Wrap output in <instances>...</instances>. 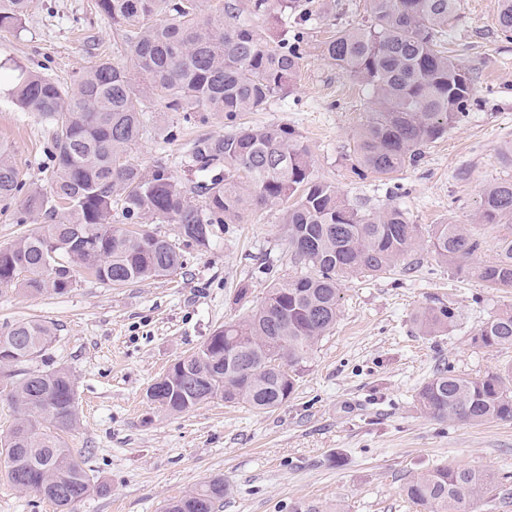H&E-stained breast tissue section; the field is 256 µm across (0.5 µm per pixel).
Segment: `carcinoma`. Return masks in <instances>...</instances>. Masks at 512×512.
<instances>
[{
	"mask_svg": "<svg viewBox=\"0 0 512 512\" xmlns=\"http://www.w3.org/2000/svg\"><path fill=\"white\" fill-rule=\"evenodd\" d=\"M30 3L0 0V31L21 28ZM96 7L123 29L117 56L100 59L70 89L33 71L22 72L14 89L21 109L52 124L54 166L49 192L26 191L11 150L1 145L0 202L23 193L28 218L44 213L60 220L0 248V287L61 295L83 273L113 288L168 276L183 268L189 251L208 250L220 225L269 208L283 224L292 271L273 280L260 305L176 362L147 397L173 413L212 399L271 412L293 394L306 355L336 324L343 282L405 261L422 239L421 225L398 206L372 209L344 199L315 175L310 151L292 129L237 122L243 112L265 110L296 80L308 48L303 29L276 36L251 18L279 10L302 22L305 0H224L214 16L201 14L198 0H96ZM459 9L460 0H371L370 24L338 28L322 43L324 59L373 97L354 140L359 175L392 178L468 117L472 80L443 46ZM497 31L512 35V0H501ZM156 99L186 121L193 112L224 117V135H201L191 149L196 171L222 173L196 186L199 204L166 167L147 173L129 160L150 133L148 104ZM116 205L136 229L112 223ZM147 218L177 225V240L140 228ZM511 218L512 179L488 184L480 223ZM425 233L448 269L512 289L511 235L502 237L495 261L476 264L481 241L468 225L431 224ZM454 320L442 302L415 318L426 336ZM54 338L53 325L40 319L0 328V369L15 376L9 389L15 418L0 439V458L16 490L35 491L70 512L103 486L92 484L62 440L79 424L73 374L65 367L24 368ZM474 341L512 346V309L485 322ZM416 402L440 419L512 420V368L483 378L441 369L417 390ZM494 482L486 470L438 467L412 476L404 492L429 512H461ZM223 498L224 481L213 479L168 503L166 512H215Z\"/></svg>",
	"mask_w": 512,
	"mask_h": 512,
	"instance_id": "carcinoma-1",
	"label": "carcinoma"
}]
</instances>
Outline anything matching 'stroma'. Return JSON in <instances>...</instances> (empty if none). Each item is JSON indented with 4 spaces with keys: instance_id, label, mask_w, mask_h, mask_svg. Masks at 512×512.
Masks as SVG:
<instances>
[{
    "instance_id": "1",
    "label": "stroma",
    "mask_w": 512,
    "mask_h": 512,
    "mask_svg": "<svg viewBox=\"0 0 512 512\" xmlns=\"http://www.w3.org/2000/svg\"><path fill=\"white\" fill-rule=\"evenodd\" d=\"M498 8L499 0H460L448 46L473 79L475 102L465 122L393 179L354 175L353 143L371 109L369 93L320 49L335 27L370 22L369 0H310L309 49L297 82L242 120L295 129L316 175L351 202L399 206L416 224L472 223L483 188L512 177V162L499 153L512 143V40L496 36ZM122 36L96 0H32L23 28L0 33V142L11 147L28 187L49 185L52 127L15 105L20 70L70 88ZM149 117L151 133L132 162L147 172L165 165L194 193L204 176L189 165L192 143L223 134V117L196 112L187 121L158 100ZM410 260L412 270L345 282L335 328L310 351L288 401L269 413L215 399L171 414L146 392L241 315L239 284H250L256 305L287 269L275 211L257 209L225 225L210 249L155 280L110 288L86 276L65 294L37 297L0 288V325L35 316L56 329L31 369L65 367L75 378L80 425L65 440L107 489L71 512H163L215 478L225 484L217 512H295L301 504L324 512H426L403 488L417 471L444 466L495 474L467 512H512V421L437 420L415 403L438 370L479 378L512 366V347L473 341L483 323L512 307V289L453 273L423 245ZM438 302L454 309L455 320L442 335H422L415 317Z\"/></svg>"
}]
</instances>
